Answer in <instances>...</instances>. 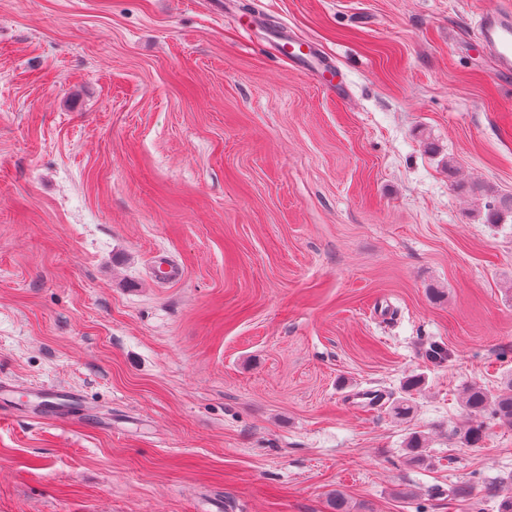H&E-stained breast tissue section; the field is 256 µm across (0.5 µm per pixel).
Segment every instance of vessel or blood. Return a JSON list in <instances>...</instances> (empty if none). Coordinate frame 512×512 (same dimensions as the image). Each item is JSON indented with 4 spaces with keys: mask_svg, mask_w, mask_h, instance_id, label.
Wrapping results in <instances>:
<instances>
[{
    "mask_svg": "<svg viewBox=\"0 0 512 512\" xmlns=\"http://www.w3.org/2000/svg\"><path fill=\"white\" fill-rule=\"evenodd\" d=\"M480 48L496 62V72L512 92V0H496L481 16L476 30ZM277 50L288 61L315 71L326 90H336L338 75L314 45L281 31L276 35ZM23 408L32 420L67 421L83 405L79 391L65 386L32 387L14 382H0V411L10 405Z\"/></svg>",
    "mask_w": 512,
    "mask_h": 512,
    "instance_id": "vessel-or-blood-1",
    "label": "vessel or blood"
}]
</instances>
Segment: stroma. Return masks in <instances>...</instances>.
<instances>
[{
  "mask_svg": "<svg viewBox=\"0 0 512 512\" xmlns=\"http://www.w3.org/2000/svg\"><path fill=\"white\" fill-rule=\"evenodd\" d=\"M494 2L0 0V380L93 417L0 424V512H499L512 427L455 435L512 378V214L471 192L512 196ZM274 38L277 40V50L281 56L290 62H298L304 70H317V73L312 75L318 78L323 87L328 91L336 90V94L340 93L336 70L318 53L312 43L293 37L285 31H279Z\"/></svg>",
  "mask_w": 512,
  "mask_h": 512,
  "instance_id": "1",
  "label": "stroma"
}]
</instances>
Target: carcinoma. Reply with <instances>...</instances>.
Returning a JSON list of instances; mask_svg holds the SVG:
<instances>
[{
    "label": "carcinoma",
    "mask_w": 512,
    "mask_h": 512,
    "mask_svg": "<svg viewBox=\"0 0 512 512\" xmlns=\"http://www.w3.org/2000/svg\"><path fill=\"white\" fill-rule=\"evenodd\" d=\"M469 422L459 432V439L470 447L478 446L485 436V419L512 425V379L493 393L479 384L468 385L461 397ZM426 438L413 433L405 443L407 461L422 465L426 461Z\"/></svg>",
    "instance_id": "1"
}]
</instances>
